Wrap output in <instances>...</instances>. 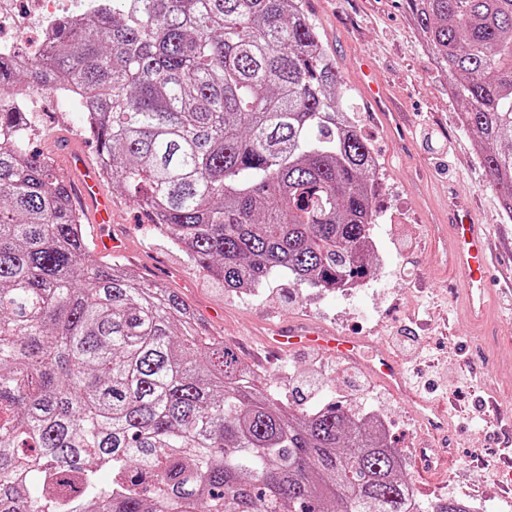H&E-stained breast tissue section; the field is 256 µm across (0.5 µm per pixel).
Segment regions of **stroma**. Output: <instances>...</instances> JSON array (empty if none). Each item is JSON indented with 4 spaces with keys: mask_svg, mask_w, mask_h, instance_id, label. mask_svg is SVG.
<instances>
[{
    "mask_svg": "<svg viewBox=\"0 0 512 512\" xmlns=\"http://www.w3.org/2000/svg\"><path fill=\"white\" fill-rule=\"evenodd\" d=\"M304 9L336 62L352 120L378 158L380 217L371 232V275L337 292L298 286L284 275L253 291L213 287L118 190L111 193L107 229L86 225V247L100 262L120 261L146 279L180 289L208 334L232 347L284 407L376 411L423 512H434L450 498L485 503L486 512H512V462L501 459L496 417L482 408L491 398L512 403V293L496 292L488 324L470 323L460 294L446 286L454 273L428 230L447 223L452 196L476 210L494 240L512 239V220L502 217L492 174L462 129L460 106L449 99L448 81L420 42L405 0H304ZM363 63L406 112V145L394 140L367 100L360 83ZM30 117L37 131L32 146L39 153L57 156L61 144L71 142L92 154L81 112L59 111L51 93L36 98ZM105 233L122 239L121 253L99 248ZM291 321L390 346L423 397L455 404L452 459L431 470L423 467L419 451L434 453L438 440L361 366L312 351L265 357L264 333Z\"/></svg>",
    "mask_w": 512,
    "mask_h": 512,
    "instance_id": "35a3bbf8",
    "label": "stroma"
}]
</instances>
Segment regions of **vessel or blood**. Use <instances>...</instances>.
<instances>
[{
  "label": "vessel or blood",
  "mask_w": 512,
  "mask_h": 512,
  "mask_svg": "<svg viewBox=\"0 0 512 512\" xmlns=\"http://www.w3.org/2000/svg\"><path fill=\"white\" fill-rule=\"evenodd\" d=\"M66 160L78 198L89 208L90 223H109L112 198L101 184L93 164L75 147L67 150ZM432 231L435 240L443 242L448 249V265L462 284L468 316L475 321L485 319L490 258L495 252L486 226L480 224L472 210L466 207L454 213L451 223L433 225ZM267 342L271 349L284 353L297 349L329 352L362 366L378 383L404 397L412 395L403 366L384 345H368L361 338L299 322L278 328Z\"/></svg>",
  "instance_id": "obj_1"
}]
</instances>
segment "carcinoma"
Returning <instances> with one entry per match:
<instances>
[{"label":"carcinoma","mask_w":512,"mask_h":512,"mask_svg":"<svg viewBox=\"0 0 512 512\" xmlns=\"http://www.w3.org/2000/svg\"><path fill=\"white\" fill-rule=\"evenodd\" d=\"M512 218V0H406ZM0 60V512H422L358 414L284 412L175 288L85 250L13 97L74 94L97 170L226 290L361 283L378 160L303 0H87Z\"/></svg>","instance_id":"1"}]
</instances>
